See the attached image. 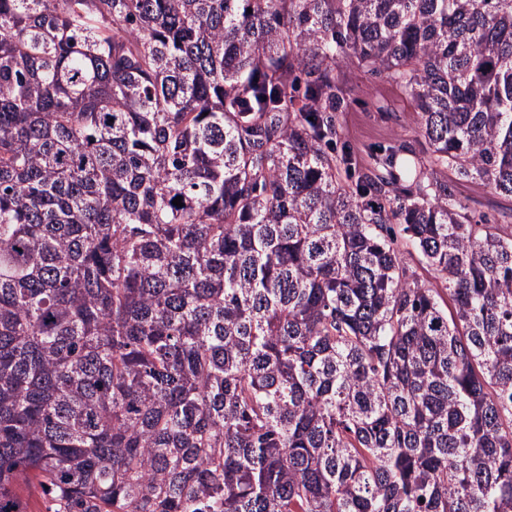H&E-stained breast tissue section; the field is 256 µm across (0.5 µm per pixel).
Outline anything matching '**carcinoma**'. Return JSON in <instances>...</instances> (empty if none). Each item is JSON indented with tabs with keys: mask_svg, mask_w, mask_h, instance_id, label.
Returning <instances> with one entry per match:
<instances>
[{
	"mask_svg": "<svg viewBox=\"0 0 512 512\" xmlns=\"http://www.w3.org/2000/svg\"><path fill=\"white\" fill-rule=\"evenodd\" d=\"M353 58L405 181L336 151ZM462 180L512 199V0H0V512H512ZM336 84L344 89L347 101L345 112H338L341 141L359 158L357 169L372 162L380 149L403 148L397 153L394 172L404 179L405 162L421 156L425 148L414 131L410 99L356 60L336 67Z\"/></svg>",
	"mask_w": 512,
	"mask_h": 512,
	"instance_id": "cac0c4a2",
	"label": "carcinoma"
}]
</instances>
